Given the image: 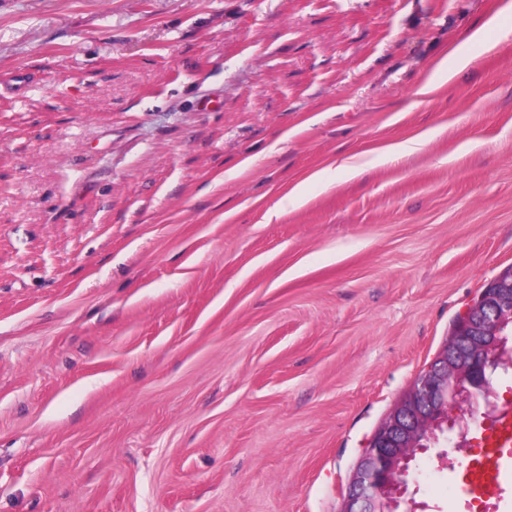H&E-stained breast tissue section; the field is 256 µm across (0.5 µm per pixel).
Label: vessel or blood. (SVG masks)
<instances>
[{"label":"vessel or blood","instance_id":"b4317fda","mask_svg":"<svg viewBox=\"0 0 512 512\" xmlns=\"http://www.w3.org/2000/svg\"><path fill=\"white\" fill-rule=\"evenodd\" d=\"M512 441V414L502 417L497 428L486 437L480 464L470 470L464 491L475 497H491L501 493L503 484L512 472L507 469L512 459V450L507 442Z\"/></svg>","mask_w":512,"mask_h":512}]
</instances>
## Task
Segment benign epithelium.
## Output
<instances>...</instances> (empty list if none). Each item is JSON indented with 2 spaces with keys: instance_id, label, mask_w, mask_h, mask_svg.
I'll return each instance as SVG.
<instances>
[{
  "instance_id": "1",
  "label": "benign epithelium",
  "mask_w": 512,
  "mask_h": 512,
  "mask_svg": "<svg viewBox=\"0 0 512 512\" xmlns=\"http://www.w3.org/2000/svg\"><path fill=\"white\" fill-rule=\"evenodd\" d=\"M512 320V282L487 288L468 309L449 341L430 368L410 389V399L398 403L374 433L368 448L354 468L340 512H381L388 490L406 485L407 469L390 464L391 449L400 456L414 451V437L430 422L439 395L448 393V407L461 399L468 407L484 401L486 412L495 405L488 399V345L482 336H501L505 321Z\"/></svg>"
}]
</instances>
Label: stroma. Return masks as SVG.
I'll use <instances>...</instances> for the list:
<instances>
[{
  "mask_svg": "<svg viewBox=\"0 0 512 512\" xmlns=\"http://www.w3.org/2000/svg\"><path fill=\"white\" fill-rule=\"evenodd\" d=\"M501 2L0 0V512H340L512 268ZM494 422L399 512H468Z\"/></svg>",
  "mask_w": 512,
  "mask_h": 512,
  "instance_id": "1",
  "label": "stroma"
}]
</instances>
